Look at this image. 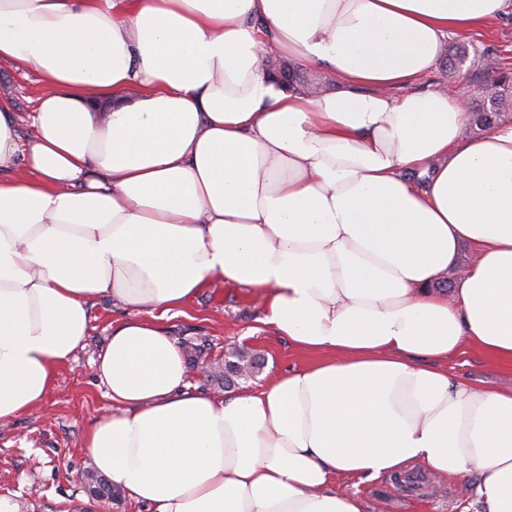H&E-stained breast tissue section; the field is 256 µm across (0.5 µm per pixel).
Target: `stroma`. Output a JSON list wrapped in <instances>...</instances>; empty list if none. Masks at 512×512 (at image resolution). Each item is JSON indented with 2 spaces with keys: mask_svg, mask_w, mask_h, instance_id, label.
I'll use <instances>...</instances> for the list:
<instances>
[{
  "mask_svg": "<svg viewBox=\"0 0 512 512\" xmlns=\"http://www.w3.org/2000/svg\"><path fill=\"white\" fill-rule=\"evenodd\" d=\"M448 42L466 45L470 54L492 56L512 69V14L481 31L450 36ZM487 78L480 65L467 64L452 71L443 61L423 85L453 92ZM1 88L12 99L19 137H28V116L42 90L39 76L0 63ZM138 314V309L113 305L111 298L98 299L90 309L85 348L58 368L55 388L43 407L0 423V495L11 497L19 512H93L83 486L73 479L78 470L90 465L82 448L87 427L112 407L98 384L92 361L104 346L111 324ZM261 316V303L253 290L218 281L201 289L182 312L168 314L164 324L176 344L201 346L198 367L223 358L228 343L262 350L266 364L250 380L253 388L316 362V355L301 353L286 338L273 335L261 323ZM448 374L465 383L512 386V365L489 361L473 351L449 358ZM478 480L472 474L447 482L442 496L432 489L407 492L388 476L359 482L355 490L366 512H480L474 495Z\"/></svg>",
  "mask_w": 512,
  "mask_h": 512,
  "instance_id": "1",
  "label": "stroma"
}]
</instances>
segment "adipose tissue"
I'll list each match as a JSON object with an SVG mask.
<instances>
[{
  "mask_svg": "<svg viewBox=\"0 0 512 512\" xmlns=\"http://www.w3.org/2000/svg\"><path fill=\"white\" fill-rule=\"evenodd\" d=\"M510 13L0 0V62L47 86L24 144L0 96V421L44 403L108 296L140 315L98 355L112 410L83 450L147 512H364L337 479L417 467L478 473L484 512H512V389L443 367L512 364V122L467 135L461 94L421 86L449 35ZM273 50L338 90L282 84ZM217 281L259 291L263 324L318 362L191 386L162 321ZM448 375L465 383L483 382L504 388L512 386V365L489 361L473 351L449 358Z\"/></svg>",
  "mask_w": 512,
  "mask_h": 512,
  "instance_id": "1",
  "label": "adipose tissue"
}]
</instances>
